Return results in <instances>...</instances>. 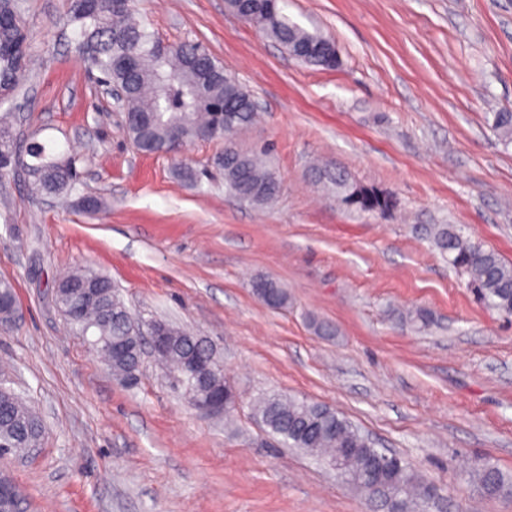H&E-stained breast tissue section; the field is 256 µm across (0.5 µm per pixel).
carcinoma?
Here are the masks:
<instances>
[{"label":"carcinoma","instance_id":"1","mask_svg":"<svg viewBox=\"0 0 512 512\" xmlns=\"http://www.w3.org/2000/svg\"><path fill=\"white\" fill-rule=\"evenodd\" d=\"M267 37L293 51L298 47L319 45L304 63L325 69L339 66L334 43L291 21L282 12L279 0H248L236 6ZM71 26L69 44L108 87L124 94L123 112L126 133L143 153L170 152L183 144L201 139V133L217 131L224 139V153L218 165L224 170L227 192L245 203L263 206L279 194L277 177L265 159L267 152L239 151L234 137L249 126L256 111L240 105L250 96L243 86L224 71L212 56L198 45L178 44L174 50L139 18L133 0H71L68 16ZM30 43L22 4L19 0H0V85L19 89ZM491 127L506 142H512V112L492 113ZM23 170L34 196L70 197L77 191L75 159L58 149L55 143L32 134L26 144L18 143L13 113H0V180ZM311 177L323 185L336 203L350 214L388 215L396 208L395 199L376 186L348 177L345 171L329 165L311 169ZM431 234L435 248L456 269L470 276V285L483 304L504 317L512 316V265L492 250H485L461 235L451 224H434ZM83 285L101 289L100 302L85 308L82 322L96 336L114 339L126 336L131 316L112 288V280L90 268L67 274L55 281L57 295L69 306L75 300L71 289ZM259 300L269 297L274 308L284 307L287 293L271 280L253 281ZM173 349L162 363L180 371L182 359L195 354L219 364L211 344L186 330L168 325ZM142 344L132 343L122 360L112 362V374L120 380L138 372ZM9 403L0 406V442L22 452L33 433L42 429L32 419L35 410L14 392ZM254 414L270 432L290 447L323 457L347 482L373 497L375 476L368 462L383 455L348 419L335 410L298 397L260 398ZM391 464L384 476L378 500L387 509L403 501L408 512H428L440 499L438 489L426 483L400 456L389 455ZM469 477L489 496L512 493V474L493 464L475 465Z\"/></svg>","mask_w":512,"mask_h":512}]
</instances>
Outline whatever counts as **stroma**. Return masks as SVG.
Masks as SVG:
<instances>
[{
    "instance_id": "1",
    "label": "stroma",
    "mask_w": 512,
    "mask_h": 512,
    "mask_svg": "<svg viewBox=\"0 0 512 512\" xmlns=\"http://www.w3.org/2000/svg\"><path fill=\"white\" fill-rule=\"evenodd\" d=\"M23 5L18 131L74 156L79 192L103 208L32 200L20 175L0 182V279L19 310L0 327V387L44 424L38 448L0 456L21 512H374L253 416L262 392L342 413L439 488L447 512H512L468 478L478 461L512 473V321L430 237L454 224L512 264V144L491 127L512 112V0H285L293 22L333 40V70L290 57L226 0H141L164 42L202 45L258 102L236 141L269 150L282 189L262 207L225 192L223 140L139 152L68 45L69 0ZM316 160L396 209L348 215L308 179ZM85 267L136 320L211 341L236 410L201 414L148 352L137 384L117 380L52 300L54 278ZM258 277L285 289V307L256 298ZM315 319L335 335H316Z\"/></svg>"
}]
</instances>
